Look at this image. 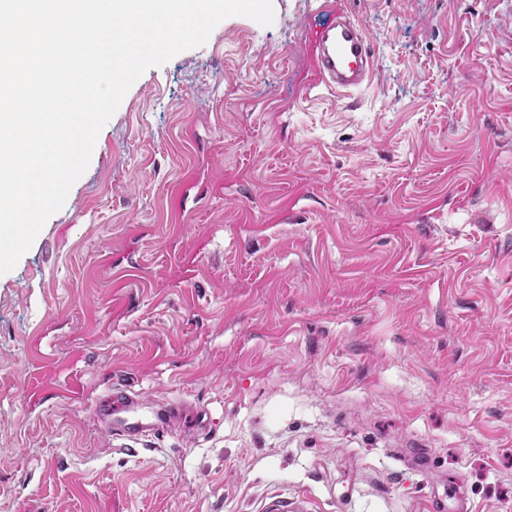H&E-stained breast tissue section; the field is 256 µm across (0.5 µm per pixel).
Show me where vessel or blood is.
Listing matches in <instances>:
<instances>
[{
	"label": "vessel or blood",
	"mask_w": 512,
	"mask_h": 512,
	"mask_svg": "<svg viewBox=\"0 0 512 512\" xmlns=\"http://www.w3.org/2000/svg\"><path fill=\"white\" fill-rule=\"evenodd\" d=\"M313 39L318 78L341 90L360 87L372 59L362 25L343 9L331 7Z\"/></svg>",
	"instance_id": "b4317fda"
}]
</instances>
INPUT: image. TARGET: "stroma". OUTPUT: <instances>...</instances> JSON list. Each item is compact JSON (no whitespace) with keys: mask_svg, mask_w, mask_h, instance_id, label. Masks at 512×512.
Here are the masks:
<instances>
[{"mask_svg":"<svg viewBox=\"0 0 512 512\" xmlns=\"http://www.w3.org/2000/svg\"><path fill=\"white\" fill-rule=\"evenodd\" d=\"M339 2L365 86L223 20L0 275V512H512V0Z\"/></svg>","mask_w":512,"mask_h":512,"instance_id":"1","label":"stroma"}]
</instances>
